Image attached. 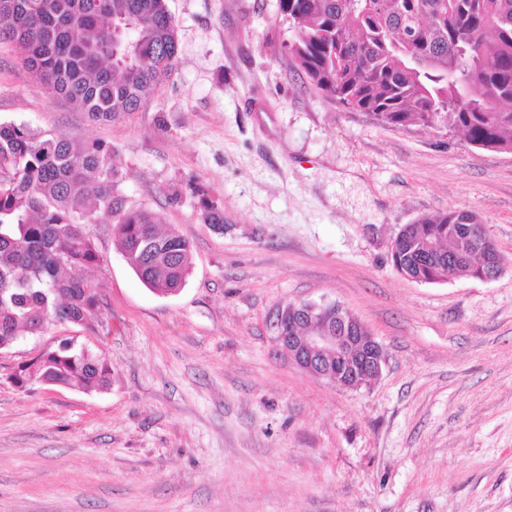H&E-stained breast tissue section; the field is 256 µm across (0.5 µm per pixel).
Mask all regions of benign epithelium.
Instances as JSON below:
<instances>
[{"instance_id":"benign-epithelium-1","label":"benign epithelium","mask_w":512,"mask_h":512,"mask_svg":"<svg viewBox=\"0 0 512 512\" xmlns=\"http://www.w3.org/2000/svg\"><path fill=\"white\" fill-rule=\"evenodd\" d=\"M291 311L311 329L308 336H277L297 367L309 373L317 367L321 378L357 389L379 376L385 352L374 337L363 335L367 327L356 316L336 303L308 301L287 305L278 317L286 321ZM354 343L361 345V354L351 360L345 350Z\"/></svg>"}]
</instances>
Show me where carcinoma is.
<instances>
[{
	"label": "carcinoma",
	"mask_w": 512,
	"mask_h": 512,
	"mask_svg": "<svg viewBox=\"0 0 512 512\" xmlns=\"http://www.w3.org/2000/svg\"><path fill=\"white\" fill-rule=\"evenodd\" d=\"M289 52L326 96L391 127L461 130L476 148L512 153V0H279ZM0 37L53 96L94 120L136 112L172 76L178 54L167 0H0ZM467 100L458 104L460 91ZM112 148L0 122V349L51 323L93 329L102 307L96 251L83 226L112 214L122 254L156 294L178 291L189 242L127 205ZM224 229V209L202 203ZM450 209L406 226L391 255L399 273L437 283L480 278L485 254ZM110 369L71 339L20 368L16 380L109 384Z\"/></svg>",
	"instance_id": "carcinoma-1"
}]
</instances>
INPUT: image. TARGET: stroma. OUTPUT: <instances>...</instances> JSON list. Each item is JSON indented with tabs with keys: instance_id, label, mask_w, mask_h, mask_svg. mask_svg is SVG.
<instances>
[{
	"instance_id": "stroma-1",
	"label": "stroma",
	"mask_w": 512,
	"mask_h": 512,
	"mask_svg": "<svg viewBox=\"0 0 512 512\" xmlns=\"http://www.w3.org/2000/svg\"><path fill=\"white\" fill-rule=\"evenodd\" d=\"M168 5L175 71L116 121L51 96L0 41V121L103 141L130 204L192 246L186 284L158 295L111 216L85 224L102 323L0 349V512H512V154L324 97L278 0ZM451 208L485 225L496 279L393 267L400 228ZM320 299L385 350L369 386L310 375L277 343L278 310ZM65 338L107 362L108 390L14 384Z\"/></svg>"
}]
</instances>
